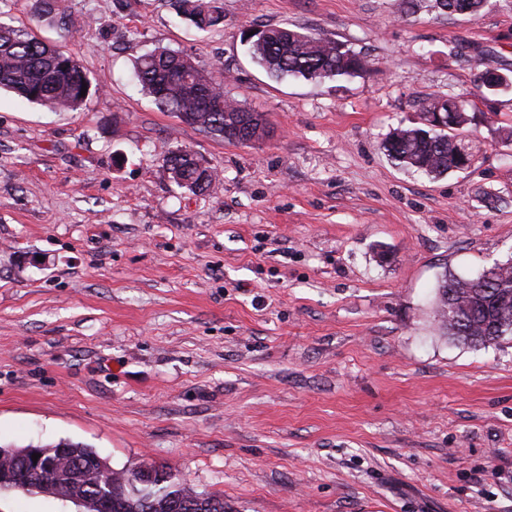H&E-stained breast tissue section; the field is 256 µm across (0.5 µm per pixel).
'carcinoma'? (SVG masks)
<instances>
[{"label":"carcinoma","mask_w":512,"mask_h":512,"mask_svg":"<svg viewBox=\"0 0 512 512\" xmlns=\"http://www.w3.org/2000/svg\"><path fill=\"white\" fill-rule=\"evenodd\" d=\"M181 13L200 30L224 22L223 0H177ZM47 14L67 33L76 30L77 19L58 12L55 0H46ZM252 60L271 77L311 80L356 77L368 71V60L334 39L319 38L288 27L267 26L260 34L241 35ZM142 88L163 112L183 123L217 135L230 143L249 145L270 135L272 128L263 112L224 97V79L214 76L181 51L155 50L136 65ZM91 85L78 62L25 28L0 24V88L55 110H76L85 101L82 85ZM421 125L399 127L382 142L386 155L399 165L432 176L456 168L458 155L469 150L460 129L466 123L465 108L455 99L433 97L420 103ZM172 180L191 192H202L216 182V173L193 151L179 149L163 159ZM436 315L446 335L473 346H486L512 335V261L495 264L476 278L465 279L444 272L436 293ZM65 449V470L42 477L25 471L23 448L0 447L3 467L25 474L24 492L47 491L53 482L64 495L82 498L85 512H102L97 504L112 494V512H225L224 499L198 493L164 469L152 467L154 477L143 472L120 471L95 449L61 441L46 447ZM96 460V466L112 473V484L100 482L78 461Z\"/></svg>","instance_id":"cac0c4a2"}]
</instances>
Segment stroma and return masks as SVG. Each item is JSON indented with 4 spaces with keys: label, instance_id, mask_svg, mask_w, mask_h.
<instances>
[{
    "label": "stroma",
    "instance_id": "stroma-1",
    "mask_svg": "<svg viewBox=\"0 0 512 512\" xmlns=\"http://www.w3.org/2000/svg\"><path fill=\"white\" fill-rule=\"evenodd\" d=\"M0 0V22L74 56L93 92L57 112L0 91V445L62 440L112 469L164 466L226 512H512V337L443 335L444 272L512 260V0H224L197 30L174 0ZM365 55L361 76L271 78L245 27ZM224 74L267 115L248 146L160 111L155 48ZM463 101L470 168L434 178L381 143L418 100ZM187 148L218 181L177 186ZM0 512H79L45 494Z\"/></svg>",
    "mask_w": 512,
    "mask_h": 512
}]
</instances>
